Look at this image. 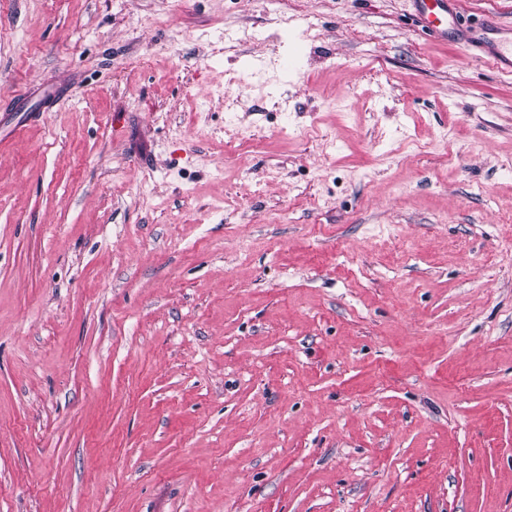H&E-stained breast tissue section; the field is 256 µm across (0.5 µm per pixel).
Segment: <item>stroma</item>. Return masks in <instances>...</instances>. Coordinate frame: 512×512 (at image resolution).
<instances>
[{
	"instance_id": "35a3bbf8",
	"label": "stroma",
	"mask_w": 512,
	"mask_h": 512,
	"mask_svg": "<svg viewBox=\"0 0 512 512\" xmlns=\"http://www.w3.org/2000/svg\"><path fill=\"white\" fill-rule=\"evenodd\" d=\"M414 11L0 0V512H512V73Z\"/></svg>"
}]
</instances>
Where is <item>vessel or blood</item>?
Here are the masks:
<instances>
[{"label":"vessel or blood","mask_w":512,"mask_h":512,"mask_svg":"<svg viewBox=\"0 0 512 512\" xmlns=\"http://www.w3.org/2000/svg\"><path fill=\"white\" fill-rule=\"evenodd\" d=\"M416 8L437 36L464 47L476 48L503 70L512 72V37L501 36V28L493 19H484L471 36L460 38L457 0H415Z\"/></svg>","instance_id":"obj_1"}]
</instances>
